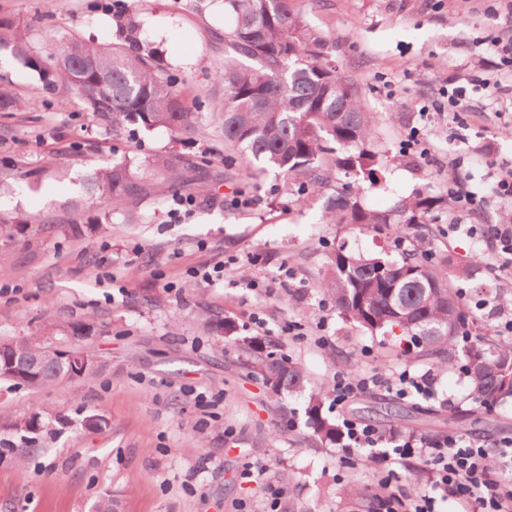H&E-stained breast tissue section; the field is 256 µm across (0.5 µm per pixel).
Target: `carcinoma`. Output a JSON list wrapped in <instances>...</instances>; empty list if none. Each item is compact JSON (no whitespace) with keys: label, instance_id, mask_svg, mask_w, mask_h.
<instances>
[{"label":"carcinoma","instance_id":"obj_1","mask_svg":"<svg viewBox=\"0 0 512 512\" xmlns=\"http://www.w3.org/2000/svg\"><path fill=\"white\" fill-rule=\"evenodd\" d=\"M231 17L224 27V69L214 73L220 97L214 121L224 138V150L240 153L256 170L269 169L283 177L303 176L312 189L324 184L323 154L340 151L337 164L358 169L376 179L382 161L370 149L374 130L370 116L339 74L332 43L323 32L303 20L295 0H224ZM119 40L110 47L71 37L48 69L32 47L29 28L0 16V51L8 50L37 71L50 87L79 93L89 111L112 119V132L165 127L176 134H193L202 121L194 102L184 96L177 79L166 73L157 52L139 38V24L129 14L115 15ZM86 69L79 80L74 67ZM21 101L7 82H0V112L20 109ZM180 156L158 157L154 165L165 174L156 193L166 195L180 184ZM68 167L49 159L38 177L62 179ZM79 185L86 194L115 206L138 204L144 184L130 164L115 162L94 170ZM448 209V197L417 193L392 210L364 206L358 193L341 191L327 199L325 221L352 230H379L389 225L402 238L420 242L426 225ZM31 218L18 211H0V224L22 230ZM474 264L433 270L414 252L399 259L364 254L342 243L328 256L321 289L334 298L343 318L366 331H394L410 337L427 354L451 366L462 353L475 403L488 410L512 400V346L487 348L472 339L469 316L462 308L453 282L470 280L482 285ZM247 366L265 377L274 352L242 338ZM20 354L42 352L39 383H52L68 373L70 350L53 349L36 337L13 341ZM278 396L307 394L304 414L316 441L322 445L342 440L340 427L323 413L325 393L307 390L302 368L277 358Z\"/></svg>","mask_w":512,"mask_h":512}]
</instances>
